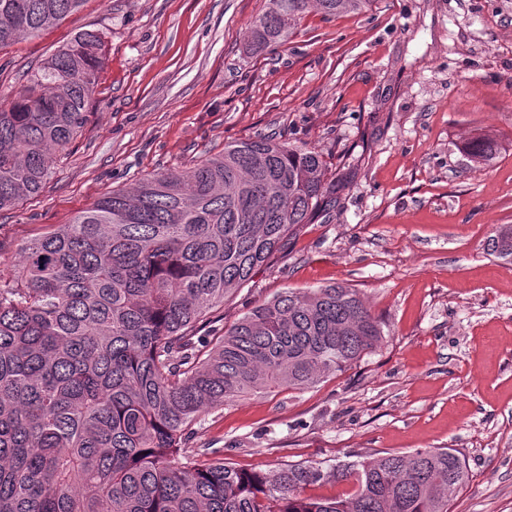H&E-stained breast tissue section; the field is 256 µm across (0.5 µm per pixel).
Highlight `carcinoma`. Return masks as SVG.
<instances>
[{
	"label": "carcinoma",
	"instance_id": "1",
	"mask_svg": "<svg viewBox=\"0 0 512 512\" xmlns=\"http://www.w3.org/2000/svg\"><path fill=\"white\" fill-rule=\"evenodd\" d=\"M86 0H0V48ZM373 0H268L249 28L261 51L310 11ZM102 34L78 33L0 107V211L38 196L54 153L84 127L105 65ZM474 161L496 153L468 141ZM336 190L320 156L269 137L224 145L181 172H156L23 248L0 284V512H450L469 481L452 448L361 456L324 467L194 464L201 415L256 393L307 389L381 340L357 289L287 290L221 334L225 300ZM489 254L512 261V224ZM328 482L353 492L306 495Z\"/></svg>",
	"mask_w": 512,
	"mask_h": 512
}]
</instances>
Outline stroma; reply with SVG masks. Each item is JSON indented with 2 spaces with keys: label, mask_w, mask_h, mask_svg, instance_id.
Returning a JSON list of instances; mask_svg holds the SVG:
<instances>
[{
  "label": "stroma",
  "mask_w": 512,
  "mask_h": 512,
  "mask_svg": "<svg viewBox=\"0 0 512 512\" xmlns=\"http://www.w3.org/2000/svg\"><path fill=\"white\" fill-rule=\"evenodd\" d=\"M267 0H86L0 48V105L81 30L106 65L88 120L38 197L0 211V279L21 250L145 174L181 172L234 140L317 151L339 181L309 224L224 306L233 323L281 292L358 289L381 342L304 390L208 410L191 447L240 468L336 465L359 453L454 448L469 481L451 512H512V0H373L306 15L287 42L248 45ZM497 144L471 161L468 139ZM489 254L495 258L512 261V224H500L488 241Z\"/></svg>",
  "instance_id": "1"
}]
</instances>
